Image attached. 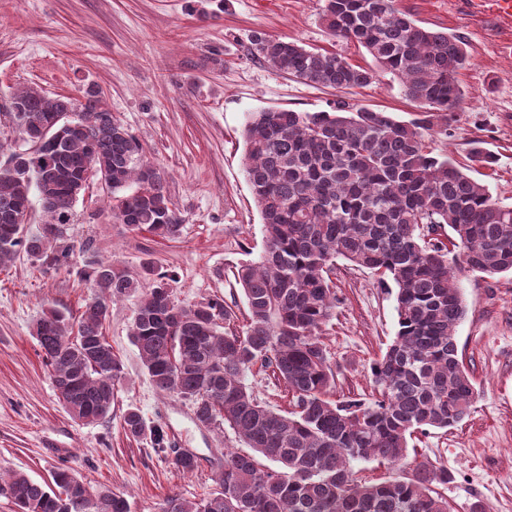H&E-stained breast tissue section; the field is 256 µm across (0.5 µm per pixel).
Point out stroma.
Masks as SVG:
<instances>
[{
	"label": "stroma",
	"mask_w": 512,
	"mask_h": 512,
	"mask_svg": "<svg viewBox=\"0 0 512 512\" xmlns=\"http://www.w3.org/2000/svg\"><path fill=\"white\" fill-rule=\"evenodd\" d=\"M419 24L455 33L470 63L460 75L464 110L447 135L429 137L493 200L512 206V23L479 12L472 0H395ZM323 0H0V132L11 95L37 87L51 98L95 88L105 106L140 141L165 177L182 218L174 238L134 234L112 219L109 193L91 183L75 206L67 235L69 264L40 272L20 255L0 269V467L34 480L71 466L88 485L124 493L131 512H157L169 494L200 498L213 487L223 450H242L228 428L203 427L191 406L157 392L145 374L130 329L137 299L113 301L108 341L123 364L110 419L74 421L58 400L32 335L48 307L79 311L90 291L81 273L90 258L138 274L143 263L173 275L176 297L191 307L219 297L242 327L246 306L238 267L264 247L261 214L244 171L243 131L250 113L268 108L330 110L336 100L410 120L417 108L397 79L340 94L289 79L252 53L256 33L325 49L373 67L354 42L330 39ZM481 146L491 165L470 163ZM333 318L321 340L336 374L331 399L372 394L371 364L398 330L395 286L337 262ZM467 314L456 329L459 351L477 389L469 416L457 426L416 433L409 454L448 468L443 493L450 512H512V276L462 278ZM245 383L258 401L283 412L291 397L271 369L256 365ZM138 410L177 447L198 458L180 473L149 441L126 436L123 415Z\"/></svg>",
	"instance_id": "1"
}]
</instances>
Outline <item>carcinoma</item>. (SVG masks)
<instances>
[{
    "instance_id": "obj_1",
    "label": "carcinoma",
    "mask_w": 512,
    "mask_h": 512,
    "mask_svg": "<svg viewBox=\"0 0 512 512\" xmlns=\"http://www.w3.org/2000/svg\"><path fill=\"white\" fill-rule=\"evenodd\" d=\"M328 34L357 43L376 69L326 50H311L261 33L253 52L275 71L336 91L369 86L376 74L398 78L422 108L398 121L390 113L336 104L332 111L268 109L250 113L244 129L245 172L261 214L265 246L239 266L246 324L227 325L224 300L192 307L175 297L173 279L144 267L153 282L137 303L130 336L156 390L191 404L195 421L229 427L251 449L224 451L206 496L170 495L158 512H448L439 487L448 468L407 461L409 439L448 429L470 413L475 384L456 341L465 316L459 273L512 274V207L486 185L427 152L426 136L448 135L462 111L460 71L469 64L464 39L426 29L395 0H324ZM74 110L83 129L43 118ZM9 121L23 147L0 164V267L23 252L42 270L68 263L67 226L90 180L104 182L112 219L130 233L175 238L181 218L160 170L139 140L90 88L81 97H46L29 87L9 102ZM37 196L46 215L32 232L19 220ZM379 273L396 287L397 333L371 365L373 398L337 402L335 375L320 340L333 315L336 261ZM91 297L75 315L43 311L33 327L59 401L76 420L112 414L121 360L104 334L110 303L139 292L118 265L89 262ZM272 369L292 398L277 412L249 392L255 364ZM126 435L150 434L165 450L162 429H147L135 409L123 415ZM173 465L193 472L197 456L172 449ZM380 458L402 475L361 482L353 463ZM0 495L17 512H130L126 496L94 489L61 465L51 481L0 472Z\"/></svg>"
}]
</instances>
